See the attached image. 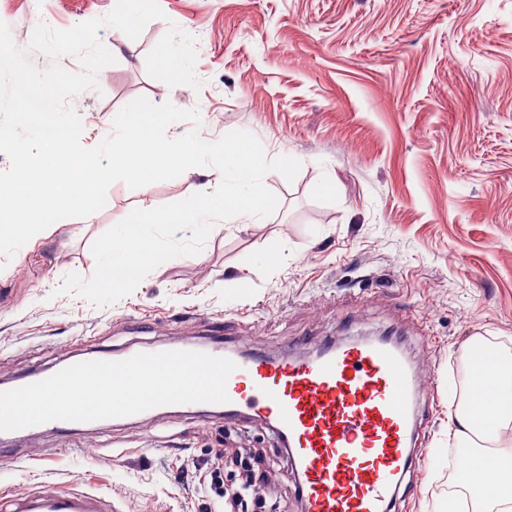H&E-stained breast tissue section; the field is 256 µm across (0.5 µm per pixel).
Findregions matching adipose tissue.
<instances>
[{"label": "adipose tissue", "mask_w": 512, "mask_h": 512, "mask_svg": "<svg viewBox=\"0 0 512 512\" xmlns=\"http://www.w3.org/2000/svg\"><path fill=\"white\" fill-rule=\"evenodd\" d=\"M487 365L493 370V388L501 402L487 412L472 408L466 400L453 414L449 432L460 446L472 447L480 440L487 448L474 451L469 459V503L449 499L447 512H463L468 505L473 512H512V376L501 373L502 368L512 365V356L490 348Z\"/></svg>", "instance_id": "ef3b65f1"}]
</instances>
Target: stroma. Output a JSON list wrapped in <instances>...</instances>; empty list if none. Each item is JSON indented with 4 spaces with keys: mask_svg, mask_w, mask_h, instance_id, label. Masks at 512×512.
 Wrapping results in <instances>:
<instances>
[{
    "mask_svg": "<svg viewBox=\"0 0 512 512\" xmlns=\"http://www.w3.org/2000/svg\"><path fill=\"white\" fill-rule=\"evenodd\" d=\"M164 18L137 39L99 30L115 62L76 96L84 146L112 131L137 97L198 109L200 132L245 130L267 158L279 201L261 224L217 222L195 256L170 259L112 306L58 288L90 278L93 241L133 209L187 198L216 169L139 189L113 183L103 209L55 222L49 236L0 255V382L84 356L191 338L213 322L239 350L310 357L334 341L391 336L431 384L423 443L396 512H438L464 497L448 436L467 394L456 372L468 341L512 355V0H159ZM69 29L112 0H0L21 49L34 10ZM196 39L200 88L151 78L145 59L170 25ZM333 180L335 193L320 185ZM0 493L75 486L112 512H228L250 453L273 483L264 512H303L274 430L250 418L170 412L37 439L5 437Z\"/></svg>",
    "mask_w": 512,
    "mask_h": 512,
    "instance_id": "1",
    "label": "stroma"
}]
</instances>
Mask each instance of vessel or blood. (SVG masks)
Returning a JSON list of instances; mask_svg holds the SVG:
<instances>
[{
  "label": "vessel or blood",
  "mask_w": 512,
  "mask_h": 512,
  "mask_svg": "<svg viewBox=\"0 0 512 512\" xmlns=\"http://www.w3.org/2000/svg\"><path fill=\"white\" fill-rule=\"evenodd\" d=\"M180 350L233 360L226 417L268 420L289 446L304 512H391L412 461L415 406L428 393L389 340L325 345L306 358L241 355L215 340ZM19 512H112L104 496L34 489Z\"/></svg>",
  "instance_id": "1"
}]
</instances>
